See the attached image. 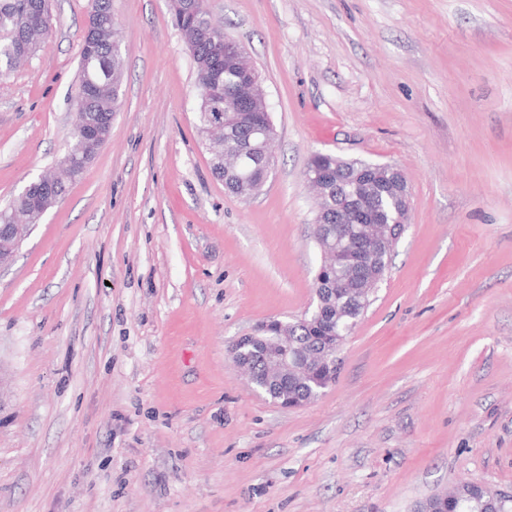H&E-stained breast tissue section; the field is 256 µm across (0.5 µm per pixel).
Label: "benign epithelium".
Segmentation results:
<instances>
[{"label": "benign epithelium", "mask_w": 512, "mask_h": 512, "mask_svg": "<svg viewBox=\"0 0 512 512\" xmlns=\"http://www.w3.org/2000/svg\"><path fill=\"white\" fill-rule=\"evenodd\" d=\"M222 41L226 46V60L239 69L240 78L236 84L224 89L198 88L200 107L214 112L205 134L212 143H217L224 134V127L237 113L252 106L257 111L266 113L264 122L254 129L255 138L264 144L274 137L275 128L271 119V104L259 72L236 40L225 36ZM74 136L78 141V151L67 153L60 161L61 169L68 172L75 168L77 162H92L103 147L102 132L97 126L78 124L74 127ZM212 154L218 159L229 156L233 162L231 170L241 172L245 177L254 168L249 148L235 142L226 143L222 151L213 149ZM316 157L319 162L306 167L304 178L321 199L329 191V181L337 159L333 155L321 153L316 154ZM363 170L389 173L390 187L401 203V214L396 221L384 216L367 200L360 184L354 185L351 192L339 196L333 211L317 212L314 239L321 261L315 275L314 300L299 321L320 322V342L315 346L302 348L289 339L293 323L271 319L258 326L253 333L238 338L230 346L232 360L245 370L247 366L242 361L243 349L258 341L266 345L263 361L268 372L267 380L274 387L290 375L308 378L313 371H318L316 390L309 394L288 396L280 390L264 391V394L282 407L305 405L317 399L336 382L334 362L343 338L337 336L336 327L326 320V313L340 310L338 296L343 294V288L347 284L338 279H328L327 273L335 267L352 270L357 275L363 296H369L388 272V266L377 263L378 256L393 250L407 224L408 186L403 172L392 165L379 163H365ZM61 183L60 178L41 175L25 185L19 196L40 201L39 215L42 216L60 201L56 191ZM8 227L11 228L9 236L5 240L0 239V269L10 264L31 230L29 224H3L0 232Z\"/></svg>", "instance_id": "1"}]
</instances>
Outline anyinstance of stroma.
<instances>
[{"mask_svg": "<svg viewBox=\"0 0 512 512\" xmlns=\"http://www.w3.org/2000/svg\"><path fill=\"white\" fill-rule=\"evenodd\" d=\"M256 65L275 164L230 193L169 0H112L108 141L0 269V512H413L512 492V0H207ZM89 0L0 77V207L75 146ZM395 165L389 271L335 384L284 408L230 345L299 318L312 155ZM424 502L436 509L426 512H493L497 506L488 490L468 481H460L448 494L433 495Z\"/></svg>", "mask_w": 512, "mask_h": 512, "instance_id": "35a3bbf8", "label": "stroma"}]
</instances>
